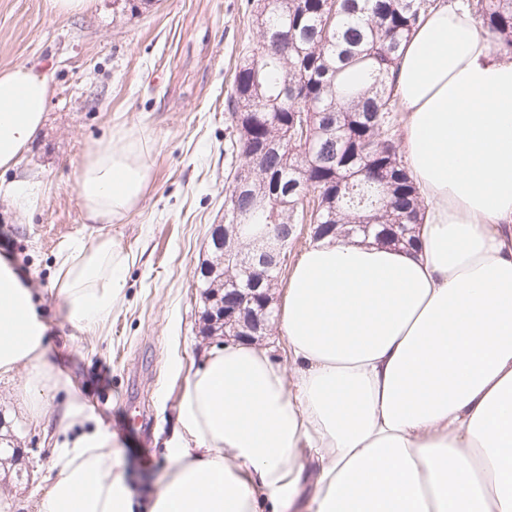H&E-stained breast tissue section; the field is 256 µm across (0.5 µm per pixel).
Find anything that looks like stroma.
<instances>
[{
    "label": "stroma",
    "mask_w": 512,
    "mask_h": 512,
    "mask_svg": "<svg viewBox=\"0 0 512 512\" xmlns=\"http://www.w3.org/2000/svg\"><path fill=\"white\" fill-rule=\"evenodd\" d=\"M92 0L67 15L48 0H0V70L52 75L41 135L0 185L32 174V207L0 192V256L32 288L48 326L47 359L59 383L49 419L34 421L24 373L0 380V443L19 454L0 474L6 512H37L58 453L59 420L77 394L118 442L135 497H150L167 466L184 385L218 336L202 332L196 273L228 189L224 104L234 70L260 33L247 0ZM147 143L151 177L137 205L93 223L81 208L79 168L110 134ZM109 238L130 256L122 298L95 334L66 318L54 290L73 244Z\"/></svg>",
    "instance_id": "stroma-1"
}]
</instances>
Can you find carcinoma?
Instances as JSON below:
<instances>
[{
  "instance_id": "cac0c4a2",
  "label": "carcinoma",
  "mask_w": 512,
  "mask_h": 512,
  "mask_svg": "<svg viewBox=\"0 0 512 512\" xmlns=\"http://www.w3.org/2000/svg\"><path fill=\"white\" fill-rule=\"evenodd\" d=\"M437 0H287L253 2L255 22L280 43L260 42L236 67L227 97L232 158L225 224L272 231L296 224H402L400 246L415 245L424 205L396 145L393 67L399 50ZM469 8L512 53V0H471ZM264 153L250 182H238L244 158ZM252 277L276 288L286 254L261 260Z\"/></svg>"
}]
</instances>
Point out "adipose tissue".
Returning <instances> with one entry per match:
<instances>
[{"label": "adipose tissue", "mask_w": 512, "mask_h": 512, "mask_svg": "<svg viewBox=\"0 0 512 512\" xmlns=\"http://www.w3.org/2000/svg\"><path fill=\"white\" fill-rule=\"evenodd\" d=\"M401 150L426 205L413 250L326 238L288 275L277 313L287 359L250 342L211 347L188 379L168 468L136 502L111 432L70 396L38 512H512V58L458 0L403 45L394 72ZM45 71H0V169L44 124ZM150 177L136 139L99 141L78 174L90 221L120 216ZM127 258L75 245L57 294L94 333ZM47 325L0 258V378L25 371L41 421L54 386Z\"/></svg>", "instance_id": "1"}]
</instances>
